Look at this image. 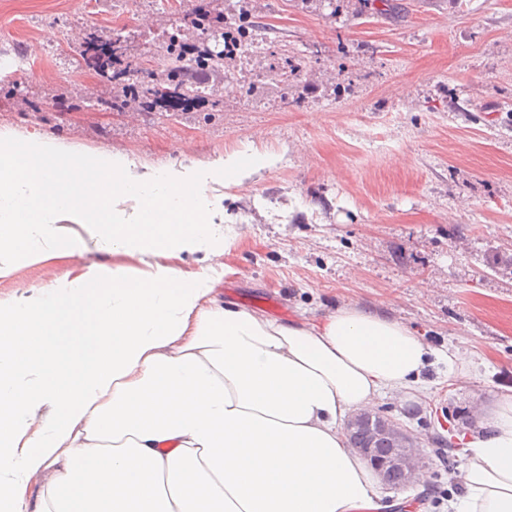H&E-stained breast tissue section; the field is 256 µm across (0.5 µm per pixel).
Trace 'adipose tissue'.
Returning a JSON list of instances; mask_svg holds the SVG:
<instances>
[{"label": "adipose tissue", "mask_w": 512, "mask_h": 512, "mask_svg": "<svg viewBox=\"0 0 512 512\" xmlns=\"http://www.w3.org/2000/svg\"><path fill=\"white\" fill-rule=\"evenodd\" d=\"M271 162L255 151L140 172L105 154L77 166L57 143L0 135V277L21 244L146 266L91 267L0 306V512H360L379 500L342 426L388 396H426L432 350L416 330L357 306L282 323L170 262L217 250L224 210L207 181ZM466 449L452 512H512V388ZM48 469L29 504L30 478Z\"/></svg>", "instance_id": "ef3b65f1"}]
</instances>
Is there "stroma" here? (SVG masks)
Listing matches in <instances>:
<instances>
[{"label":"stroma","instance_id":"obj_1","mask_svg":"<svg viewBox=\"0 0 512 512\" xmlns=\"http://www.w3.org/2000/svg\"><path fill=\"white\" fill-rule=\"evenodd\" d=\"M193 2L0 0V52L31 57L0 73V132L153 171L270 154L241 182L207 186L229 253L185 251L174 263L212 274L221 302L262 312L272 297L283 322L370 307L470 362L472 376L460 377L434 361L429 398L375 407L417 436L429 474L421 487L382 485L384 502L448 512L462 492V435L512 387V0H253L264 38L256 55L228 59L233 80L215 87L221 120L105 107L108 76L74 63L87 36H126L158 70L166 30ZM273 69L289 72L287 84ZM10 262L2 304L93 264L142 267L62 249ZM439 436L455 447H438Z\"/></svg>","mask_w":512,"mask_h":512}]
</instances>
